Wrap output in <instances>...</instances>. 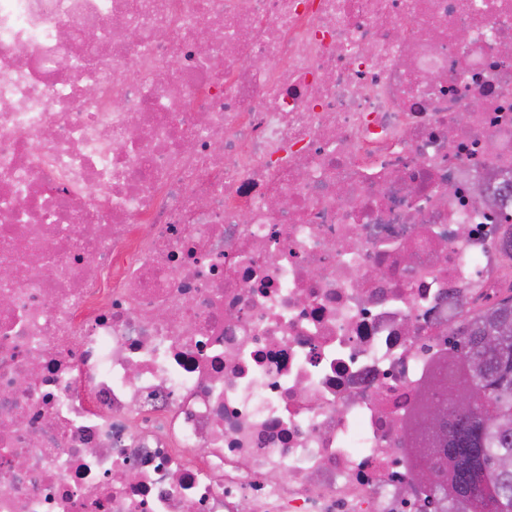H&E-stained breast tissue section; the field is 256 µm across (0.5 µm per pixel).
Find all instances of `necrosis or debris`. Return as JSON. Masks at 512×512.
<instances>
[{
    "instance_id": "necrosis-or-debris-1",
    "label": "necrosis or debris",
    "mask_w": 512,
    "mask_h": 512,
    "mask_svg": "<svg viewBox=\"0 0 512 512\" xmlns=\"http://www.w3.org/2000/svg\"><path fill=\"white\" fill-rule=\"evenodd\" d=\"M1 269L0 512H435L512 0H0Z\"/></svg>"
}]
</instances>
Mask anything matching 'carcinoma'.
I'll return each instance as SVG.
<instances>
[{"label":"carcinoma","mask_w":512,"mask_h":512,"mask_svg":"<svg viewBox=\"0 0 512 512\" xmlns=\"http://www.w3.org/2000/svg\"><path fill=\"white\" fill-rule=\"evenodd\" d=\"M507 291L465 324L451 365L434 378L470 401L465 413L447 404L425 443L446 460L432 491L448 500V512H512V468L500 466L512 459V384L504 381L512 374V336L499 342L494 335L497 320L512 319V283Z\"/></svg>","instance_id":"1"}]
</instances>
